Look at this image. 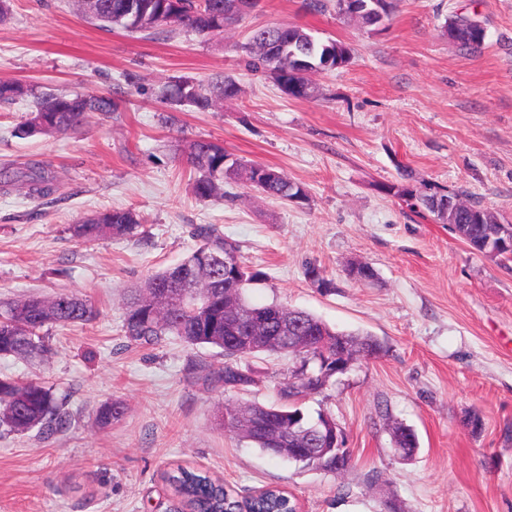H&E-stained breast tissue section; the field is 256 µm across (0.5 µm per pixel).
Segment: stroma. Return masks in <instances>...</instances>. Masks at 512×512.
<instances>
[{
    "label": "stroma",
    "mask_w": 512,
    "mask_h": 512,
    "mask_svg": "<svg viewBox=\"0 0 512 512\" xmlns=\"http://www.w3.org/2000/svg\"><path fill=\"white\" fill-rule=\"evenodd\" d=\"M8 5L0 81L110 93L117 109L55 137L19 135L31 100L0 109V166L40 161L56 182L46 198L0 186V301L66 291L99 311L90 324L52 328L47 360L0 358V375L70 391L74 414L62 435L0 436V512H179L162 479L179 464L242 497L282 488L301 512H512V260L474 250L452 225L385 191L405 169L413 188L459 190L512 221V0H398L377 31L331 5L309 12L302 0H262L207 40L105 30L71 0ZM454 15L484 24L481 54L462 55L448 40ZM274 24L341 41L351 59L310 74L312 96H288L251 71L241 49L251 29ZM218 75L236 81V97L213 112L182 107L178 124L165 125L162 85ZM195 139L278 168L306 199L285 204L232 179L223 198L195 199L183 161ZM118 208L139 214L146 236L88 246L67 232ZM197 224L218 225L266 273L248 291L253 303L300 308L383 344L380 357L358 359L304 402L342 429L346 472L272 458L220 425L225 404L278 401L288 356L243 358L256 385L224 391L190 372L217 362V349L124 337L128 289L180 262ZM310 264L330 290L307 281ZM354 264L374 278L351 280ZM109 399L127 411L104 428L95 415ZM473 414L482 421L475 432ZM394 421L418 437L412 458L394 449Z\"/></svg>",
    "instance_id": "stroma-1"
}]
</instances>
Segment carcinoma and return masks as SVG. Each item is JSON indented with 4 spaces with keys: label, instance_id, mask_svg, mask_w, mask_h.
<instances>
[{
    "label": "carcinoma",
    "instance_id": "cac0c4a2",
    "mask_svg": "<svg viewBox=\"0 0 512 512\" xmlns=\"http://www.w3.org/2000/svg\"><path fill=\"white\" fill-rule=\"evenodd\" d=\"M225 0H96L90 13L81 12L87 22L102 29L119 27L128 32H150L158 28L172 34L192 32L207 37L217 27L218 12ZM395 9L388 0L383 15L358 16V22L370 30L386 27ZM469 18L453 16L446 23L448 38L465 55H476L485 37L475 35ZM242 50L255 72L271 75L290 96L309 95L307 74L292 75L297 61L325 69V62L340 67L349 59L348 48L340 42H321L310 32L295 25H268L254 30ZM238 85L230 77H215L209 82L180 78L159 92L161 102L172 107L192 106L208 111L237 96ZM33 98L34 110L20 127L24 135L53 137L81 129L90 115L115 110L112 97L90 93L38 92L19 82L0 81V105H12L23 98ZM186 163L193 172L189 183L198 200L224 196V178L232 177L259 193L287 202L303 200L306 191L274 167L245 163L233 159L224 147L209 140L189 142ZM54 178L48 169L33 163L16 173L0 170V184L17 186L30 196H45L53 190ZM388 193L416 200L415 207L430 210L436 195L448 196V190L430 185L419 192L405 184L384 187ZM71 236L85 244H95L112 237H137L145 233L144 225L130 210L112 209L68 227ZM197 247L180 263L161 269L131 290L125 305L123 331L129 342L153 345L165 336H177L192 346H210L221 350L224 365L200 364L193 368L195 378L203 384L224 390H246L255 383L253 372L242 368L238 359L259 354L296 356L294 336L297 331L282 322L276 303L256 305L245 296L253 284L266 279L264 272L246 264L238 244L224 237L214 224L193 228ZM231 269L224 270V259ZM291 312L300 330L310 336H325L327 342L304 351L299 367L291 371L279 389L281 404L266 405L271 419L265 429H258L239 409L224 406L220 424L227 425L241 440L274 457H293L303 469L336 471V457H323L309 429L322 420L302 408V401L320 393L336 375V345L354 344L367 347L372 356L384 352L374 336L340 332L311 313L293 308ZM93 303L67 292L49 298L29 297L0 303V357L41 361L51 354L49 333L52 326L88 324L95 318ZM254 318L265 321V338L250 339L248 324ZM126 407L117 400L102 403L96 420L109 426L124 418ZM69 397L37 382L19 383L0 379V430L16 435L33 429L45 437L66 432L72 424ZM399 447L411 454L418 445L415 431L400 423ZM166 483L181 498L187 512H224L236 498L224 484L190 468L179 467L165 477ZM249 512H289L288 494L278 489H262L245 499Z\"/></svg>",
    "mask_w": 512,
    "mask_h": 512
}]
</instances>
